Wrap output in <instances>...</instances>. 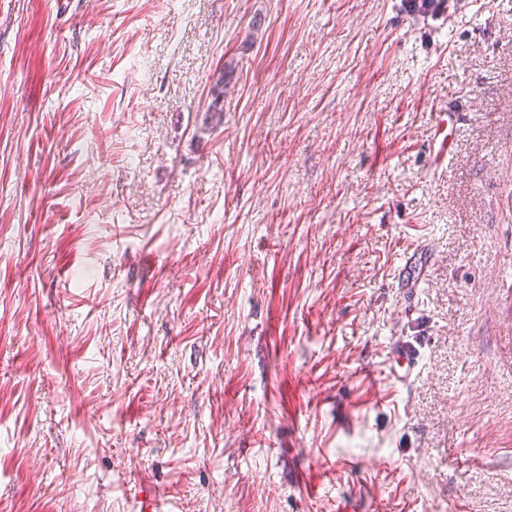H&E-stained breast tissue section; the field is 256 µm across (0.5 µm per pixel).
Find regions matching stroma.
<instances>
[{"label": "stroma", "instance_id": "obj_1", "mask_svg": "<svg viewBox=\"0 0 512 512\" xmlns=\"http://www.w3.org/2000/svg\"><path fill=\"white\" fill-rule=\"evenodd\" d=\"M420 3L0 0V512H512V0ZM211 101L207 108V115L211 127L217 126L224 119V76H219L211 88ZM394 361L395 364L404 369V374L399 376L402 381H408L413 370L417 366L418 355L413 350L404 345L403 342H397L394 346Z\"/></svg>", "mask_w": 512, "mask_h": 512}]
</instances>
